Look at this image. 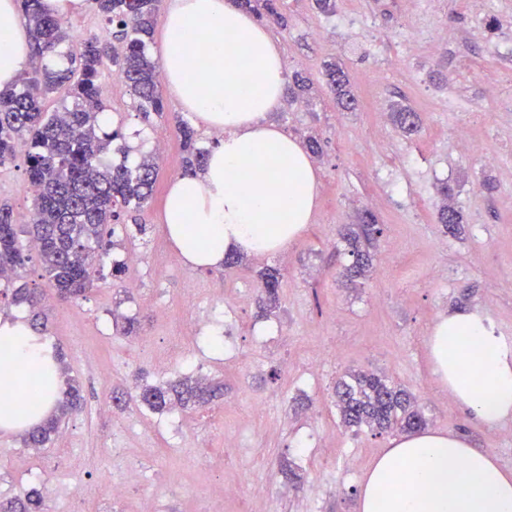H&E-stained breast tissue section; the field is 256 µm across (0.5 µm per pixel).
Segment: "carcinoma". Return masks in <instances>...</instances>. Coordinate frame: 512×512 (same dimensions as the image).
<instances>
[{
	"mask_svg": "<svg viewBox=\"0 0 512 512\" xmlns=\"http://www.w3.org/2000/svg\"><path fill=\"white\" fill-rule=\"evenodd\" d=\"M160 0H94L98 11L112 25V37L121 52L108 43L89 37L71 39L61 19L47 14L41 0H22L30 46L31 69L21 79V87L0 90V165L22 153L26 159L29 185L35 190L32 223H13L12 209L0 204V270L13 276L32 256L40 261L42 274L59 301L83 296L94 287L108 247L105 241L115 234L108 225L121 216L139 213L152 199L157 178L155 154L141 155L128 162L129 150L123 144L122 127L108 129L102 123L107 106L98 93L97 79L104 60L117 67L125 88L133 97L135 110L145 122L163 116L164 103L158 91L159 65L148 50ZM260 19L279 25L285 18L279 0H234ZM328 86L337 104L346 111L356 109L357 98L342 67L331 64L325 70ZM67 89L68 100L54 112L42 109L40 98ZM395 123L405 133L418 131V113L408 105L393 111ZM184 151L186 172L201 171L207 164V151L196 146L192 125L177 122ZM118 141L123 160L114 163L107 150ZM382 233L376 216L365 211L358 224L340 233L352 262L347 277H364L371 269L369 248ZM258 308L266 314L279 300L281 272L268 268L260 274ZM0 296L10 304H25L38 312L45 295L22 284L4 288ZM58 371L65 376V388L56 412L22 435L26 448H46L54 440L65 419L82 405L79 381L67 376L61 354L54 355ZM224 396V382L179 378L158 384H145L135 393L113 396L116 406L133 404L152 413L173 409H196ZM336 408L347 427L366 429L374 434L392 431L412 433L425 429L427 420L411 394L378 373L350 370L335 386ZM0 512H46L45 499L33 490L25 498L0 504Z\"/></svg>",
	"mask_w": 512,
	"mask_h": 512,
	"instance_id": "obj_1",
	"label": "carcinoma"
}]
</instances>
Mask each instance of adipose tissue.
Returning a JSON list of instances; mask_svg holds the SVG:
<instances>
[{
	"instance_id": "ef3b65f1",
	"label": "adipose tissue",
	"mask_w": 512,
	"mask_h": 512,
	"mask_svg": "<svg viewBox=\"0 0 512 512\" xmlns=\"http://www.w3.org/2000/svg\"><path fill=\"white\" fill-rule=\"evenodd\" d=\"M159 47L168 91L209 129L223 130L201 173L173 179L163 228L186 263L214 268L231 253L288 248L310 223L319 177L301 141L269 122L285 93L284 64L267 27L234 0H167ZM200 32L196 42L186 29ZM31 48L16 0H0V89L18 85ZM431 367L454 403L489 428L512 417V340L479 308L440 314L427 338ZM51 356L21 320L0 318V386L42 377ZM0 401V429H28L49 413ZM358 512H512V472L453 433L392 440L370 465Z\"/></svg>"
}]
</instances>
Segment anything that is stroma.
Returning <instances> with one entry per match:
<instances>
[{
    "mask_svg": "<svg viewBox=\"0 0 512 512\" xmlns=\"http://www.w3.org/2000/svg\"><path fill=\"white\" fill-rule=\"evenodd\" d=\"M492 2L486 18L470 0H336L332 16L314 0H283L287 24L269 30L285 73L308 76L314 91L269 118L297 138H322L319 195L288 249L232 269L187 265L163 233L170 183L184 172L175 129L183 110L165 96V115L149 132L168 150L141 214L146 231L118 235L110 251L139 291L107 277L84 297L52 304L45 341L81 382L83 405L39 453L20 432L0 430V500L54 483L61 493L47 512H209L219 498L223 512H357L360 485L391 437L342 425L333 386L350 368L407 388L430 429L463 435L512 470V421L488 428L456 407L426 344L440 313L468 306L512 338V0ZM331 62L348 72L356 111H342L327 87ZM116 78L104 65L98 85L108 114L126 130L141 128L129 94H114ZM395 101L418 112L417 134L395 126ZM461 128L498 157L497 167L459 146ZM25 169L20 156L0 165V203L20 224L33 204ZM446 205L463 216L457 233L437 221ZM364 210L382 233L370 277L352 285L338 231ZM269 267L283 275L280 303L262 317L256 294ZM126 316L138 318L137 335L117 332ZM195 324L201 331L185 357L170 356L178 330ZM184 376L223 377V399L167 415L112 405L114 390ZM228 438L240 445L232 456ZM132 465L142 478L122 499L98 498L99 483L121 481ZM228 475L238 493L227 499Z\"/></svg>",
    "mask_w": 512,
    "mask_h": 512,
    "instance_id": "1",
    "label": "stroma"
}]
</instances>
